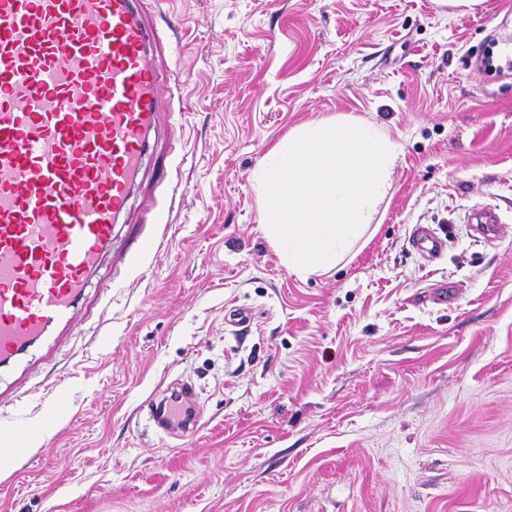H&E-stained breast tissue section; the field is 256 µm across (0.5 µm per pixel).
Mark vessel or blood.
Instances as JSON below:
<instances>
[{
	"label": "vessel or blood",
	"mask_w": 512,
	"mask_h": 512,
	"mask_svg": "<svg viewBox=\"0 0 512 512\" xmlns=\"http://www.w3.org/2000/svg\"><path fill=\"white\" fill-rule=\"evenodd\" d=\"M149 0H0V366L69 324L154 157L161 75ZM427 260L445 242L419 227ZM154 426L199 424L192 383L146 403ZM32 423L13 425L12 455Z\"/></svg>",
	"instance_id": "obj_1"
}]
</instances>
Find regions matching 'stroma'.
I'll return each mask as SVG.
<instances>
[{"mask_svg":"<svg viewBox=\"0 0 512 512\" xmlns=\"http://www.w3.org/2000/svg\"><path fill=\"white\" fill-rule=\"evenodd\" d=\"M159 152L177 187L157 251L146 169L65 335L0 369V512H512V0H155ZM357 117L401 146L372 235L298 277L253 173L300 125ZM495 207L487 241L471 211ZM446 241L427 261L416 225ZM251 311L248 327L224 313ZM64 378L60 402L42 387ZM193 383L198 430L143 404ZM37 427L36 422H14L13 439L8 443L7 449L15 457H22L29 450V438L31 430Z\"/></svg>","mask_w":512,"mask_h":512,"instance_id":"obj_1","label":"stroma"}]
</instances>
